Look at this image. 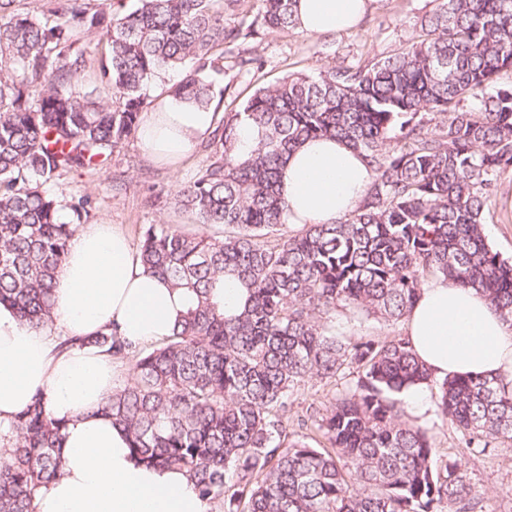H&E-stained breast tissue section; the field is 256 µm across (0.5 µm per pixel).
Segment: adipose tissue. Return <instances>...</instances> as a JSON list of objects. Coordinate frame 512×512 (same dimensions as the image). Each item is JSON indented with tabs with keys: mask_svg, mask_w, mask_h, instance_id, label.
<instances>
[{
	"mask_svg": "<svg viewBox=\"0 0 512 512\" xmlns=\"http://www.w3.org/2000/svg\"><path fill=\"white\" fill-rule=\"evenodd\" d=\"M367 0H298L299 31L329 35L357 24ZM215 115L173 96L145 113L138 135L157 160L184 158L206 138ZM372 181L364 158L340 141H306L287 160L283 193L289 224H332L361 206ZM184 303L147 270L117 224L80 225L58 275L54 322L67 336L116 328L121 339L150 344L172 335ZM405 336L432 383L404 390L406 412L425 420L436 411L435 382L479 374L512 381V322L485 295L447 280L426 279L405 317ZM122 362L95 347L56 351L52 336L21 324L0 304V422L43 391L48 412L66 420L63 474L44 489L37 512H210L187 475L143 465L123 431L96 414L116 387Z\"/></svg>",
	"mask_w": 512,
	"mask_h": 512,
	"instance_id": "ef3b65f1",
	"label": "adipose tissue"
}]
</instances>
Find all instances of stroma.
I'll return each instance as SVG.
<instances>
[{
  "label": "stroma",
  "instance_id": "stroma-1",
  "mask_svg": "<svg viewBox=\"0 0 512 512\" xmlns=\"http://www.w3.org/2000/svg\"><path fill=\"white\" fill-rule=\"evenodd\" d=\"M438 0H371L361 21L341 33L307 35L299 30L272 32L262 20L260 0H244L234 22L252 27V37L238 42L224 55V73L216 77L212 104L219 115L237 112L258 88L293 73L318 74L331 66H356L391 56L419 30L422 19ZM252 53L263 61L261 69L239 70L237 54ZM206 153L195 144L177 167L156 162L132 136L117 149L100 171L62 173L50 184L60 200L90 194L93 224H117L139 242L145 225L172 224L190 230L189 221L171 204L176 185L186 181L202 164ZM488 243L503 259L512 261V172L505 173L489 204L484 226ZM439 456L460 458L479 501L475 512H512V441H492L485 451L467 449L453 425L433 418Z\"/></svg>",
  "mask_w": 512,
  "mask_h": 512
}]
</instances>
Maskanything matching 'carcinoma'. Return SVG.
Here are the masks:
<instances>
[{
	"label": "carcinoma",
	"instance_id": "1",
	"mask_svg": "<svg viewBox=\"0 0 512 512\" xmlns=\"http://www.w3.org/2000/svg\"><path fill=\"white\" fill-rule=\"evenodd\" d=\"M0 0V304L21 323L53 321V292L87 194L64 205L48 184L97 170L139 127L143 90L185 70L172 95L209 109L224 51L254 35L228 22L241 0H50L41 13ZM267 29L296 26L297 0H261ZM422 35L364 65L289 75L259 88L212 132L209 154L173 200L188 233L150 224L138 252L181 290L180 329L149 346L116 328L61 337V350L103 348L128 360L129 379L94 413L125 431L143 463L186 473L211 512H472L464 465L436 457L427 424L397 394L429 379L402 334L354 336L342 317L394 325L424 279L442 274L486 294L512 321V264L487 242L488 203L512 169V0H439ZM104 43L99 95L79 89L87 48ZM474 99L470 107L463 102ZM258 142L242 158L243 126ZM336 138L373 173L363 204L334 224L288 230L281 170L307 139ZM232 278L243 305L224 312ZM356 368L325 406L288 431L305 381ZM437 414L466 448L512 440V389L486 376L435 383ZM65 421L43 391L0 425V512H37L63 474ZM321 436L326 444L315 442Z\"/></svg>",
	"mask_w": 512,
	"mask_h": 512
}]
</instances>
